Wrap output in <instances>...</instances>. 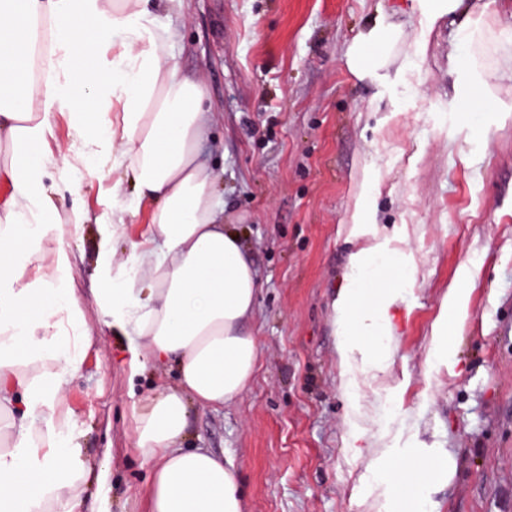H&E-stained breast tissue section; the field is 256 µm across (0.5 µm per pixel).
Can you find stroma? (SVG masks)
Instances as JSON below:
<instances>
[{"label": "stroma", "mask_w": 512, "mask_h": 512, "mask_svg": "<svg viewBox=\"0 0 512 512\" xmlns=\"http://www.w3.org/2000/svg\"><path fill=\"white\" fill-rule=\"evenodd\" d=\"M473 2L487 13L472 43L462 41L461 10L437 20L419 52L413 0H184L174 52L184 75L207 82L219 122L201 149L224 171V221L262 285L247 324L259 369L235 402L190 407L185 445L233 461L244 512H409L410 499L394 500L397 476L374 479L368 463L410 453L448 457L447 480L423 488L435 512H512V112L461 111L465 77L453 64L468 48L495 95L512 101V50L499 41L512 0ZM381 16L404 36L376 76L358 79L347 50ZM49 175L62 228L43 247L69 252L93 338L66 394L89 470L81 512H139L150 470L133 449L134 396L173 385L174 371L130 378L127 341L97 299L111 160L76 154ZM365 190L361 238L351 216ZM368 241L383 243L385 261L411 254L414 282L394 310L391 369L361 378L355 412L341 390L333 303L351 253ZM465 266L468 314L450 327L455 356L432 371L431 329ZM351 415L372 443L360 458Z\"/></svg>", "instance_id": "35a3bbf8"}]
</instances>
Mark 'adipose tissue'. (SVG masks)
<instances>
[{"mask_svg": "<svg viewBox=\"0 0 512 512\" xmlns=\"http://www.w3.org/2000/svg\"><path fill=\"white\" fill-rule=\"evenodd\" d=\"M164 2L171 19L158 24L150 0H0V512H79L87 489L64 400L91 337L68 285V252L42 251L60 219L47 168L68 153L49 148L58 112L69 113L91 154L111 155L125 175L112 186L97 271L112 330L128 340L129 372L168 365L177 377L133 412L135 450L151 469L145 512H243L231 461L182 441L190 405L220 408L247 390L260 348L245 323L261 283L241 237L224 224L222 173L201 153L216 121L207 84L184 76L172 52L183 0ZM401 35L375 20L348 49L351 72L375 73ZM454 64L467 76L462 110L493 100L490 75L466 55ZM145 203L142 241L133 255L118 254L110 240ZM382 249L351 254L334 303L348 397L359 373L388 369L392 311L411 277L410 255L397 252L375 301L365 302ZM459 278L432 327L426 360L435 369L453 359L449 318L467 313L469 268Z\"/></svg>", "mask_w": 512, "mask_h": 512, "instance_id": "adipose-tissue-1", "label": "adipose tissue"}]
</instances>
